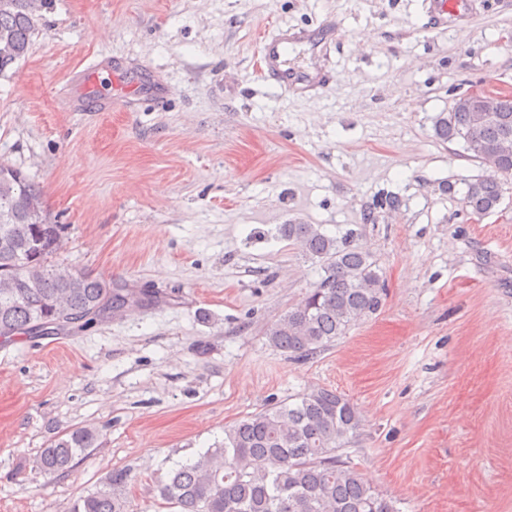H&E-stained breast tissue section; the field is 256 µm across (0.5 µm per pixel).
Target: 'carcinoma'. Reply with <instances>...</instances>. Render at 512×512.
<instances>
[{
  "label": "carcinoma",
  "mask_w": 512,
  "mask_h": 512,
  "mask_svg": "<svg viewBox=\"0 0 512 512\" xmlns=\"http://www.w3.org/2000/svg\"><path fill=\"white\" fill-rule=\"evenodd\" d=\"M48 0H0V77L29 52ZM498 112H448L434 126L440 141L463 142L469 157L490 174L466 183L465 207L475 215L493 211L512 179V94L495 93ZM65 225L52 222L42 193L22 170L0 161V277L16 264L28 278L0 288V340L30 336L53 317L51 301L68 308L83 329L102 320L109 303L131 295L112 280L76 269L70 280L51 264ZM282 233L320 264L322 274L304 299L268 327L276 349L309 359L347 335L355 323L378 314L384 281L373 255L351 237H331L320 224H284ZM362 417L344 395L311 388L284 403L246 416L224 430V441L176 465L159 485L160 498L179 512H397L339 451L360 430ZM97 441L87 427L53 439L37 460L47 476L68 470ZM127 475L105 477L95 492L80 497L72 512H127Z\"/></svg>",
  "instance_id": "carcinoma-1"
}]
</instances>
